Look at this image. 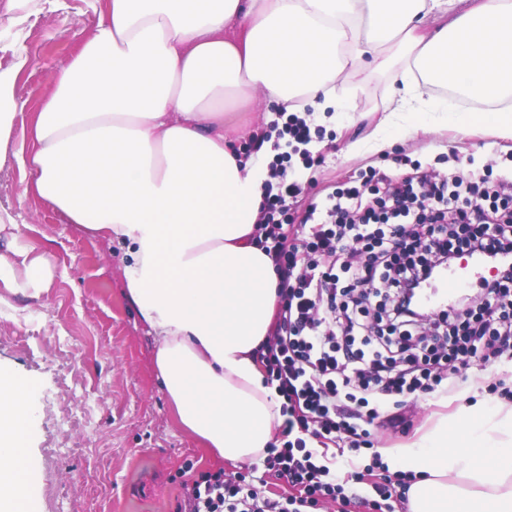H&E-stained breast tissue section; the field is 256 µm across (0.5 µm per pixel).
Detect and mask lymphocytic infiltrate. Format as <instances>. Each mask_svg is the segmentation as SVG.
Masks as SVG:
<instances>
[{
	"label": "lymphocytic infiltrate",
	"mask_w": 512,
	"mask_h": 512,
	"mask_svg": "<svg viewBox=\"0 0 512 512\" xmlns=\"http://www.w3.org/2000/svg\"><path fill=\"white\" fill-rule=\"evenodd\" d=\"M284 161L276 156L270 166L258 231L282 273L279 320L261 360L284 399L288 440L268 448L264 463L298 493L262 498L218 471L194 481L189 512H306L322 498L377 512L393 496L391 479L373 483L370 497L345 496L307 438L360 448L390 398L431 393L458 366L512 345V178L454 173L394 182L373 169L335 193L329 223L290 240L281 218L302 188L288 180ZM464 254L497 269L480 284L483 309L441 312L422 335L398 302L372 305L381 291L424 277L434 260Z\"/></svg>",
	"instance_id": "obj_1"
}]
</instances>
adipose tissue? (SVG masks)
<instances>
[{"label": "adipose tissue", "instance_id": "ef3b65f1", "mask_svg": "<svg viewBox=\"0 0 512 512\" xmlns=\"http://www.w3.org/2000/svg\"><path fill=\"white\" fill-rule=\"evenodd\" d=\"M104 0L97 28L52 80L10 146L17 74L29 59L0 42V167L23 193L103 240L125 245L123 296L156 344L157 377L179 424L220 457L254 462L285 418L254 352L270 334L280 271L257 243L272 141L247 152L224 134V102L264 91L279 111L311 107L319 123L347 111L336 82L390 70L396 108L347 155L389 134L493 124L512 140V0ZM403 63L393 66L391 50ZM452 86L484 111L440 107ZM0 204V287L39 294L50 252L19 245ZM33 384L0 375V512H33L26 495ZM412 475L405 512H512V406L464 411L385 448Z\"/></svg>", "mask_w": 512, "mask_h": 512}]
</instances>
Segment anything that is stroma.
I'll return each mask as SVG.
<instances>
[{
	"mask_svg": "<svg viewBox=\"0 0 512 512\" xmlns=\"http://www.w3.org/2000/svg\"><path fill=\"white\" fill-rule=\"evenodd\" d=\"M98 19L96 0H63L59 11L31 15L18 27L29 63L16 79L26 113L14 121L13 145L26 138L29 112ZM387 82V73L371 69L337 82V95L362 117L327 126L315 142L313 165L297 168L303 192L288 203L287 233L304 222L310 205H324L327 194L372 168L398 180L417 169L442 176L456 166L478 178L512 174V140L498 138L489 126L471 135L451 127L394 136L379 152L345 156L346 146L369 135L390 111ZM22 181L16 165L1 168L0 202H10L25 223L21 244L52 254L55 276L39 298L0 296V372L35 386L30 447L36 472L26 492L36 512H184L186 486L217 471L245 480L262 497L293 495L263 461L221 459L178 424L156 378L153 338L122 295L123 251L23 196ZM498 403H512V348L495 361L473 362L434 393L386 407L370 428L371 448L345 451L336 467L384 474L381 448L414 440L442 415Z\"/></svg>",
	"mask_w": 512,
	"mask_h": 512,
	"instance_id": "stroma-1",
	"label": "stroma"
}]
</instances>
